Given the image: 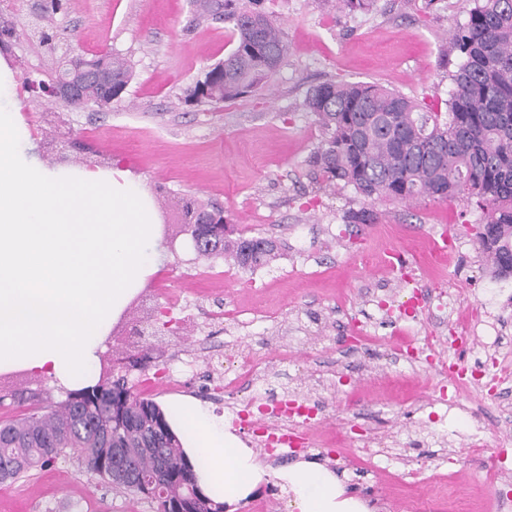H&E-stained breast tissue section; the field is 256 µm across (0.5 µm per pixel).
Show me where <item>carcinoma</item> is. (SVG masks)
<instances>
[{"mask_svg":"<svg viewBox=\"0 0 512 512\" xmlns=\"http://www.w3.org/2000/svg\"><path fill=\"white\" fill-rule=\"evenodd\" d=\"M202 14L232 23L234 49L188 89L190 102L232 100L269 86L288 52L283 30L254 8L259 0H193ZM461 61L449 74L446 111L378 83L328 81L312 86L306 104L325 131L311 163L330 187L350 186L366 200L407 202L462 198L484 215L479 253L500 278L512 276V0H474L454 29ZM128 83L127 60L83 56ZM212 247L199 259H230L255 271L278 255L263 236H226L210 225ZM121 449L115 454L114 449ZM71 457L119 492L140 495L157 512H224L204 494L164 411L137 396L128 380L99 377L53 408L33 406L0 423V483L59 457Z\"/></svg>","mask_w":512,"mask_h":512,"instance_id":"carcinoma-1","label":"carcinoma"}]
</instances>
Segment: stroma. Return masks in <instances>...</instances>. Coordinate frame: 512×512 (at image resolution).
I'll return each mask as SVG.
<instances>
[{"label": "stroma", "mask_w": 512, "mask_h": 512, "mask_svg": "<svg viewBox=\"0 0 512 512\" xmlns=\"http://www.w3.org/2000/svg\"><path fill=\"white\" fill-rule=\"evenodd\" d=\"M66 39L76 52L127 58L135 73L111 111L67 112L27 92L44 65L25 40L0 49L13 78L0 107L20 105L42 162L118 163L153 192L160 225L177 228L187 201L218 205L233 234L278 240L281 256L248 272L223 260L198 262L190 243L177 250L113 325L107 355L141 350L150 361L131 372L141 396L158 405L191 398L230 416L211 382L244 355L286 353L289 375L275 395L319 406L308 458L333 470L346 496L385 495L391 512H412L424 494L431 512H499L512 493V455L505 474L484 483V457L468 447L481 423L497 447L512 383L494 398V361L512 359V277H493L472 226L478 211L460 199L421 198L366 204L348 187L325 189L309 157L323 138L308 112V89L327 80L376 82L427 103H442L459 61L452 32L473 0H376L350 14L336 0H260L283 29L288 55L269 88L221 104L182 103L234 46L230 23L196 18L191 0H73ZM372 206V224L348 225L350 211ZM447 236L444 261L435 240ZM415 299L412 312L404 304ZM479 311L474 343L450 344L466 308ZM166 311L174 331L136 335L135 325ZM411 342L413 361L395 349ZM480 370V380L450 387L448 366ZM66 396L50 378L24 369L0 372V422ZM381 443L375 458L360 436ZM446 457L415 480L416 459ZM0 512H156L149 500L119 493L84 466L60 458L14 482L0 483Z\"/></svg>", "instance_id": "stroma-1"}]
</instances>
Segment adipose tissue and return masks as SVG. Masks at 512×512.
<instances>
[{"instance_id": "adipose-tissue-1", "label": "adipose tissue", "mask_w": 512, "mask_h": 512, "mask_svg": "<svg viewBox=\"0 0 512 512\" xmlns=\"http://www.w3.org/2000/svg\"><path fill=\"white\" fill-rule=\"evenodd\" d=\"M164 261L153 201L129 169L46 166L19 109L0 110V372L94 386L113 322ZM168 414L200 488L234 512L265 468L201 403L181 400ZM282 478L294 512H364L319 465Z\"/></svg>"}]
</instances>
